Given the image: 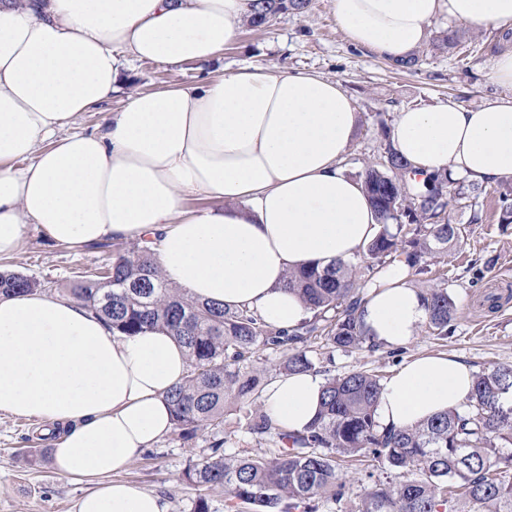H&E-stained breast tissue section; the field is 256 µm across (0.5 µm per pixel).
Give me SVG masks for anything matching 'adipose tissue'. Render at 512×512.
Masks as SVG:
<instances>
[{"label":"adipose tissue","mask_w":512,"mask_h":512,"mask_svg":"<svg viewBox=\"0 0 512 512\" xmlns=\"http://www.w3.org/2000/svg\"><path fill=\"white\" fill-rule=\"evenodd\" d=\"M354 46L396 60L426 39L437 15L471 29L512 27V0H332ZM252 0H0V257L25 227L74 248L131 240L198 300L255 312L278 329L310 315L287 276L357 255L380 226L341 163L360 123L335 80L245 65L201 84L127 92L133 61L206 63L233 43ZM486 75L510 93L468 108L454 101L397 112L394 148L425 175L470 182L512 177V49ZM124 94L121 108L108 104ZM97 115L90 128L82 115ZM210 207L189 211L187 196ZM426 304L405 263L377 270L360 322L376 341L410 340ZM187 352L165 329L112 330L78 302L0 295V412L61 428L57 472L101 476L73 512H168L157 493L117 481L173 427L169 390ZM322 380L277 378L265 390L278 427L304 430ZM473 371L440 353L382 381L381 426L407 429L471 394Z\"/></svg>","instance_id":"ef3b65f1"}]
</instances>
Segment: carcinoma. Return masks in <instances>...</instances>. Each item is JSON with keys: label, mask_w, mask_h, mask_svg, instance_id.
Listing matches in <instances>:
<instances>
[{"label": "carcinoma", "mask_w": 512, "mask_h": 512, "mask_svg": "<svg viewBox=\"0 0 512 512\" xmlns=\"http://www.w3.org/2000/svg\"><path fill=\"white\" fill-rule=\"evenodd\" d=\"M311 0H255L248 25L263 26L288 11L305 12ZM407 160L393 145L382 161L366 168L362 184L383 230L363 250L377 264L397 257L398 234L410 236V267L427 270L428 261L460 240L461 229L450 220L451 206L469 199L448 179L430 177L412 185ZM411 217L403 224L401 216ZM395 223L397 232L389 230ZM288 287L308 305L313 319L285 331L265 324L248 310L201 302L173 287L146 250L113 253L106 270L72 284L70 295L104 318L112 329L135 335L148 328L167 329L188 351V371L167 395L174 430L184 438L202 427L224 423L231 403L259 398L268 359L279 354L278 369L308 372L314 363L309 345L356 350L374 348L356 312L361 285L354 265L338 261L323 269L303 268L288 274ZM40 281L16 272H0V293H31ZM428 309L426 328L439 339L448 337L456 310L445 287L423 292ZM381 382L378 375L352 371L324 378L320 409L300 432H288L261 413L250 425L253 434L267 435L282 448L265 457L227 456L224 440L190 464L183 479L198 487L194 512H210L206 492L221 489L225 509L237 512H318L319 504L342 503L346 485L340 481L338 459L362 457L399 473L404 481L380 479L364 488L354 512H512V367H493L474 375L467 402L427 418L412 429L383 427L375 418Z\"/></svg>", "instance_id": "obj_1"}]
</instances>
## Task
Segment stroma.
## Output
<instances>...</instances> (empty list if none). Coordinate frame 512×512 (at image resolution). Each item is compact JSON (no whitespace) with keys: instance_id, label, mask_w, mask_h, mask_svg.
I'll use <instances>...</instances> for the list:
<instances>
[{"instance_id":"35a3bbf8","label":"stroma","mask_w":512,"mask_h":512,"mask_svg":"<svg viewBox=\"0 0 512 512\" xmlns=\"http://www.w3.org/2000/svg\"><path fill=\"white\" fill-rule=\"evenodd\" d=\"M451 26L447 16L437 17L418 49L417 69L400 71L347 41L331 0H312L306 13L279 15L260 30L242 27L238 40L213 61L178 66L140 61L131 64L126 76L130 89L155 90L256 64L305 69L337 80L361 117L344 162L348 174L358 179L389 143L396 112L445 100L475 107L504 95L503 87L487 80L484 66L498 48L512 43V28L467 29L461 46L439 48ZM504 186L501 180L480 184L471 192L468 207L453 208L450 219L461 227V244L449 247L430 271L409 276L419 289L443 285L454 298L457 312L447 340L434 339L421 328L405 344L377 349L331 353L315 342L310 353L315 374L364 370L386 378L409 358L439 352L460 358L477 372L512 366V222L500 199ZM111 259L108 249L53 244L31 224L20 253L0 260V269L49 283L56 295ZM254 415L251 406L229 409L221 432L201 429L189 441L170 433L138 454L119 478L161 494L169 512H193L198 492L182 473L206 454L214 438H223L225 453L232 455H264L276 448L270 437L249 432ZM56 439L37 421L0 413V512H72L74 502L97 487V478L69 479L56 472L51 457Z\"/></svg>"}]
</instances>
